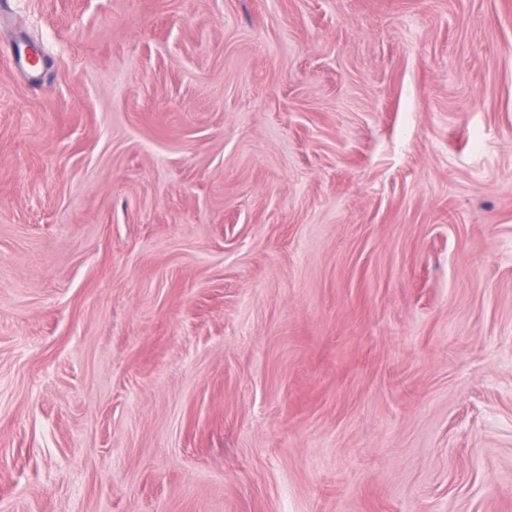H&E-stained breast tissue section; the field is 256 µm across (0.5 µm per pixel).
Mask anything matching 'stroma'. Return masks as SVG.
<instances>
[{
    "label": "stroma",
    "instance_id": "obj_1",
    "mask_svg": "<svg viewBox=\"0 0 512 512\" xmlns=\"http://www.w3.org/2000/svg\"><path fill=\"white\" fill-rule=\"evenodd\" d=\"M0 512H512V0H0Z\"/></svg>",
    "mask_w": 512,
    "mask_h": 512
}]
</instances>
